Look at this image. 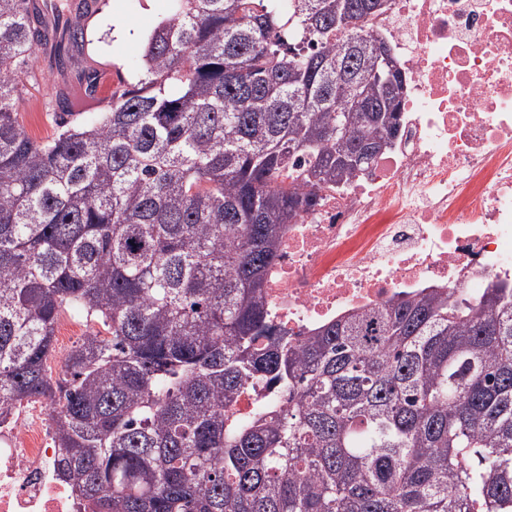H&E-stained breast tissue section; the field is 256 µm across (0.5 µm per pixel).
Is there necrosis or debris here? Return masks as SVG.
<instances>
[{
	"mask_svg": "<svg viewBox=\"0 0 512 512\" xmlns=\"http://www.w3.org/2000/svg\"><path fill=\"white\" fill-rule=\"evenodd\" d=\"M368 26L405 73L400 132L288 225L266 305L301 339L354 310L512 282V0H388ZM48 405L0 426V512H78Z\"/></svg>",
	"mask_w": 512,
	"mask_h": 512,
	"instance_id": "4bbe7bcc",
	"label": "necrosis or debris"
}]
</instances>
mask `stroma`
Here are the masks:
<instances>
[{
	"label": "stroma",
	"instance_id": "1",
	"mask_svg": "<svg viewBox=\"0 0 512 512\" xmlns=\"http://www.w3.org/2000/svg\"><path fill=\"white\" fill-rule=\"evenodd\" d=\"M169 15V0H99L97 12L82 20L87 40L76 50L78 62L67 77L57 75L52 50H44L33 65L35 80L19 103L28 134L37 140L53 134L52 107L70 86L82 85L94 104L102 105L115 89L114 79L136 81L146 38ZM119 25L124 34L116 33Z\"/></svg>",
	"mask_w": 512,
	"mask_h": 512
}]
</instances>
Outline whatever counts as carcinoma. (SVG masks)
<instances>
[{
  "label": "carcinoma",
  "mask_w": 512,
  "mask_h": 512,
  "mask_svg": "<svg viewBox=\"0 0 512 512\" xmlns=\"http://www.w3.org/2000/svg\"><path fill=\"white\" fill-rule=\"evenodd\" d=\"M76 9L0 0V415L50 400L91 512H512V284L399 297L296 342L265 302L284 225L391 146L365 0H172L136 83L17 103ZM64 313L103 328L46 361ZM276 388L228 411L249 384Z\"/></svg>",
  "instance_id": "carcinoma-1"
}]
</instances>
